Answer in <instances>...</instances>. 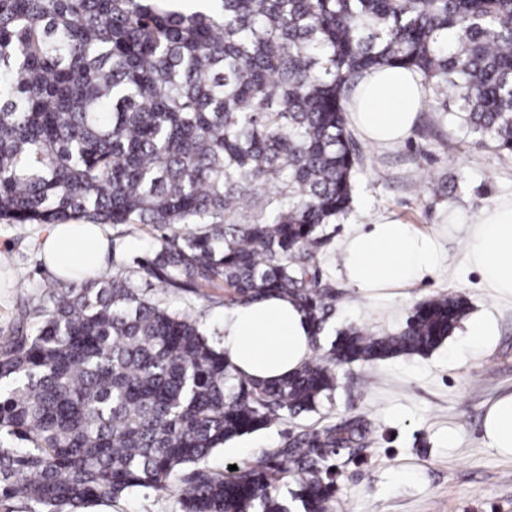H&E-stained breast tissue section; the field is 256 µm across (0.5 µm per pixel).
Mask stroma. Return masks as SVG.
Returning <instances> with one entry per match:
<instances>
[{"label": "stroma", "mask_w": 512, "mask_h": 512, "mask_svg": "<svg viewBox=\"0 0 512 512\" xmlns=\"http://www.w3.org/2000/svg\"><path fill=\"white\" fill-rule=\"evenodd\" d=\"M351 212L325 226L323 281L336 293L323 346L357 327L381 336L401 330L415 305L437 293L463 296L470 315L491 316L496 335L472 344L465 325L425 356L336 367L337 388L318 411L228 442L208 457L218 473L262 460L288 431L321 426L349 414L373 424L366 447L337 459L338 491L330 512H512V458L489 448L488 407L512 392V298L498 296L467 262L465 226L472 215L512 196V153L465 136L434 99H427L410 136L392 148L360 141ZM389 214L436 235L446 257L435 273L399 297L366 299L341 273L342 246L352 225ZM42 227L0 224V338L16 312L51 274L39 258ZM175 490L141 491L90 512H176Z\"/></svg>", "instance_id": "35a3bbf8"}]
</instances>
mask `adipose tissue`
<instances>
[{
    "label": "adipose tissue",
    "instance_id": "ef3b65f1",
    "mask_svg": "<svg viewBox=\"0 0 512 512\" xmlns=\"http://www.w3.org/2000/svg\"><path fill=\"white\" fill-rule=\"evenodd\" d=\"M420 76L383 66L363 73L347 96L349 122L369 142L390 146L405 139L423 105ZM471 266L501 296L512 297V198L481 209L466 219ZM41 256L54 275L89 264L100 268L112 256V244L96 224H52L41 237ZM343 273L364 298L413 286L443 261L436 237L382 216L356 226L342 252ZM313 326L298 306L271 294L224 314L220 346L242 374L259 381L292 375L311 354ZM489 447L512 455V393L497 398L484 419Z\"/></svg>",
    "mask_w": 512,
    "mask_h": 512
}]
</instances>
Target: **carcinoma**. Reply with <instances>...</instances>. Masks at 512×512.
I'll return each mask as SVG.
<instances>
[{
    "mask_svg": "<svg viewBox=\"0 0 512 512\" xmlns=\"http://www.w3.org/2000/svg\"><path fill=\"white\" fill-rule=\"evenodd\" d=\"M0 0V224H143L131 264L51 280L0 340V503L88 512L178 487L180 512H329L336 457L365 415L287 432L259 464L217 448L336 391L338 363L425 355L467 310L440 294L397 333L334 312L319 229L353 201L361 155L344 101L357 74L416 71L464 133L512 152V0ZM157 282L164 296L139 282ZM224 285L230 308L275 293L311 319L293 375L233 373L167 297Z\"/></svg>",
    "mask_w": 512,
    "mask_h": 512,
    "instance_id": "obj_1",
    "label": "carcinoma"
}]
</instances>
